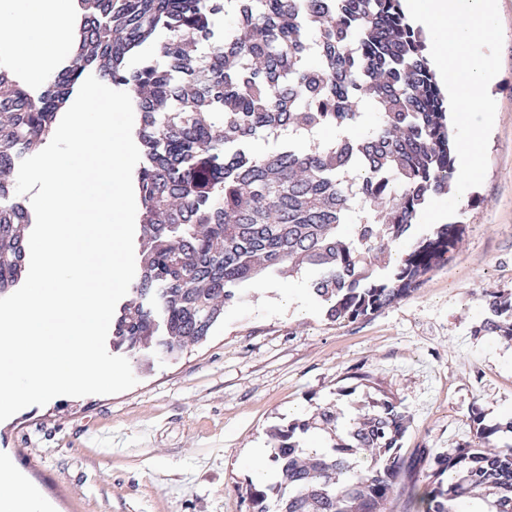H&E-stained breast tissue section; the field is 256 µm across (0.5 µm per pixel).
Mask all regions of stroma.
Instances as JSON below:
<instances>
[{"label":"stroma","instance_id":"1","mask_svg":"<svg viewBox=\"0 0 512 512\" xmlns=\"http://www.w3.org/2000/svg\"><path fill=\"white\" fill-rule=\"evenodd\" d=\"M502 66L484 182L453 220L466 226L447 265L415 291L354 321L280 303L314 273L245 284L208 339L167 357H130L137 383L113 395L60 396L0 423L12 460L56 512H251L243 466L272 429L387 392L408 412L404 456L475 443L512 419V340L482 332V289L512 290V0H497Z\"/></svg>","mask_w":512,"mask_h":512}]
</instances>
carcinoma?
I'll return each instance as SVG.
<instances>
[{"mask_svg": "<svg viewBox=\"0 0 512 512\" xmlns=\"http://www.w3.org/2000/svg\"><path fill=\"white\" fill-rule=\"evenodd\" d=\"M71 64L33 94L0 67V296L25 271L29 213L15 201V158L40 145L84 71L128 88L149 165L137 176L142 276L112 332V348L169 357L205 341L241 285L267 272L317 271L313 290L333 322L367 317L410 295L446 264L466 225L437 224L392 276L391 246L411 237L427 199L448 191L455 156L445 97L423 32L401 0H78ZM233 27L215 37L219 13ZM167 31L160 61L128 73L127 55ZM205 52L197 54V47ZM375 123L364 124L366 109ZM357 127L358 136H342ZM288 136L262 156L259 135ZM353 227L348 232L347 227ZM152 307L144 305L148 297ZM482 330L512 337V294L485 289ZM318 422L336 443L311 454L297 440L315 422L271 433L280 480L249 486L253 512H461L470 497L512 512L507 430L481 424L477 446L446 453L402 440L410 416L387 394Z\"/></svg>", "mask_w": 512, "mask_h": 512, "instance_id": "carcinoma-1", "label": "carcinoma"}]
</instances>
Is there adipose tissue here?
<instances>
[{"label":"adipose tissue","mask_w":512,"mask_h":512,"mask_svg":"<svg viewBox=\"0 0 512 512\" xmlns=\"http://www.w3.org/2000/svg\"><path fill=\"white\" fill-rule=\"evenodd\" d=\"M74 0H0V53L44 85L76 47ZM0 512H41L35 495L10 461L0 460Z\"/></svg>","instance_id":"1"}]
</instances>
